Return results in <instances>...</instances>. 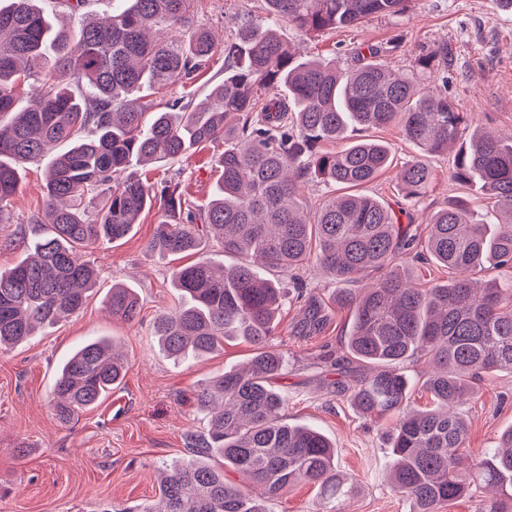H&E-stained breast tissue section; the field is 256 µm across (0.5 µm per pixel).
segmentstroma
<instances>
[{
  "mask_svg": "<svg viewBox=\"0 0 512 512\" xmlns=\"http://www.w3.org/2000/svg\"><path fill=\"white\" fill-rule=\"evenodd\" d=\"M260 4L202 0L192 23L206 27L221 44L233 37L244 15H260ZM398 33L404 44L389 58L393 68H412L420 50L447 43L458 74L452 92L459 111L472 126L512 131V9L497 8L494 0H410L400 17L374 18L363 27L313 39L287 26L281 29L302 54L343 66L350 65L356 46L383 44ZM223 78L224 56L219 53L196 78L169 88L166 96L198 103ZM367 136L387 143L393 162L363 191L396 204L402 199L399 170L420 151L393 126L370 130ZM223 149L219 141L202 145L180 160L141 165L137 171L159 184L179 175L183 198L199 205L213 193L220 176L213 159ZM429 163L433 180L427 194L406 205L420 249L429 215L448 199L470 197L476 211L484 209L482 199L451 179V156H435ZM43 185V163L27 164L18 194L0 217V269L14 266L23 243L41 233L30 218L43 210ZM164 219L162 206H153L130 235L88 252L98 285L84 307L27 342L0 350V512H129L156 503L160 471L187 458L188 434L206 431L208 418L197 411L194 393L225 367L252 357V345L241 339L225 341L220 352L180 363L160 351L154 319L178 303L171 286L175 262L149 249ZM277 280L284 290L301 288L314 295L325 316L321 330L309 334L299 327V303L286 304L272 338L288 359L274 382L287 398L288 423L314 426L335 444L338 470L357 485L356 494L342 503L344 512H409V501L390 489L385 442L376 423L336 392L345 376L351 325L350 312L333 300L336 281L313 261L298 277L281 273ZM116 282L132 286L139 295L141 313L134 321L114 320L106 308L105 297ZM100 337L116 340L125 377L78 421L61 423L50 406L58 369L76 348ZM459 411L469 425L467 448L477 452L491 447L499 432L512 426V374L486 377Z\"/></svg>",
  "mask_w": 512,
  "mask_h": 512,
  "instance_id": "35a3bbf8",
  "label": "stroma"
}]
</instances>
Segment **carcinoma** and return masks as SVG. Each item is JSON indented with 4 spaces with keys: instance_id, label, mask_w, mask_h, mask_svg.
<instances>
[{
    "instance_id": "1",
    "label": "carcinoma",
    "mask_w": 512,
    "mask_h": 512,
    "mask_svg": "<svg viewBox=\"0 0 512 512\" xmlns=\"http://www.w3.org/2000/svg\"><path fill=\"white\" fill-rule=\"evenodd\" d=\"M40 0L0 5V213L19 191L20 171L44 161L43 233L27 257L0 270V349L26 341L65 313L79 310L97 283L80 251L125 238L141 215L161 203L167 221L150 249L180 259L206 239L234 264L208 260L174 269L180 303L153 323L162 351L175 361L211 353L224 339L255 347L244 367L231 366L197 391L208 429L188 436L190 458L166 469L164 507L140 512H269L267 503L313 483L327 507L355 491L339 473L335 445L319 430L285 421L286 400L273 380L286 366L269 345L284 305L282 288L262 272L301 270L313 260L339 282L334 301L353 314L346 347L361 366L340 393L363 415L389 417L383 438L395 464L393 492L410 512H444L464 495L491 488L498 497L476 512H512V428L461 471L468 423L455 407L485 376L512 374V276L481 285L490 267L512 273V133L472 127L448 95V45L423 51L415 69L395 71L386 56L399 48L370 45L356 64L301 56L283 42L286 24L305 37L403 15L409 0H262L264 17L247 16L224 43V81L196 106L158 102L145 117L142 92L185 84L217 52L212 35L190 25L198 0H117L112 15L86 17L77 32L60 27ZM29 94L33 104L18 106ZM396 126L420 157L399 173L403 199L423 198L433 178L428 157L453 153L452 177L486 200L479 219L466 199L432 213L426 252L451 279L416 288L398 261L416 236L393 207L357 193L392 162L389 145L356 135ZM224 140L220 171L203 208L182 198L171 178L158 188L130 171L135 163L175 161L203 143ZM340 149L322 150L327 143ZM63 146L59 153L54 147ZM312 175L349 191L315 213L300 202ZM112 317L134 321V289L112 285ZM309 302L301 325L317 330ZM425 359L433 405L410 407L403 364ZM126 373L104 338L82 344L61 367L52 409L69 423L96 406ZM238 472L243 483L224 477Z\"/></svg>"
}]
</instances>
